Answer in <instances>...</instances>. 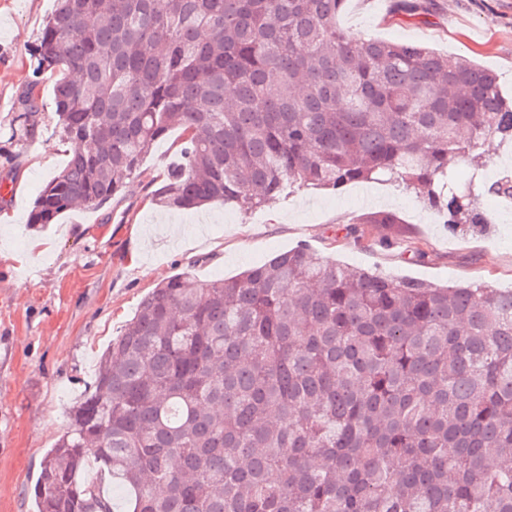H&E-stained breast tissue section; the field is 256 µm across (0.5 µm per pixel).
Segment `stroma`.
<instances>
[{
	"instance_id": "1",
	"label": "stroma",
	"mask_w": 512,
	"mask_h": 512,
	"mask_svg": "<svg viewBox=\"0 0 512 512\" xmlns=\"http://www.w3.org/2000/svg\"><path fill=\"white\" fill-rule=\"evenodd\" d=\"M394 5L348 0L338 23L354 35L423 42L489 67L512 97V0H432L424 23L396 14ZM55 7V0H0V512H35L27 489L99 356L142 298L173 275L232 277L305 244L325 259L387 276L512 290V203L499 196L481 194L487 224L457 233L415 192L393 183H358L339 193L300 188L247 211L220 203L163 209L152 193L178 161L175 132L104 206L29 225L39 191L69 159L53 82L33 74L32 50ZM34 80L38 129L19 141L10 123ZM377 210L398 213L415 237L397 240L371 224L361 241L345 238L346 225ZM419 249L424 258H416Z\"/></svg>"
}]
</instances>
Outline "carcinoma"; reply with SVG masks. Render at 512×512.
<instances>
[{
	"instance_id": "1",
	"label": "carcinoma",
	"mask_w": 512,
	"mask_h": 512,
	"mask_svg": "<svg viewBox=\"0 0 512 512\" xmlns=\"http://www.w3.org/2000/svg\"><path fill=\"white\" fill-rule=\"evenodd\" d=\"M346 2L57 0L34 71L57 72L73 149L29 223L106 204L173 129L182 162L152 194L161 207L385 180L450 232L487 223L448 156L476 171L488 140L512 142L497 74L349 34ZM395 11L429 15L424 0ZM38 84L12 119L29 137ZM362 224L404 221L369 212L347 234ZM29 494L38 512H512V291L306 246L234 278L171 277L112 339Z\"/></svg>"
}]
</instances>
